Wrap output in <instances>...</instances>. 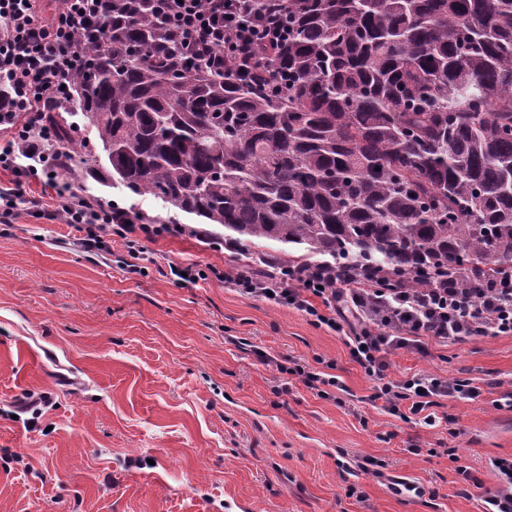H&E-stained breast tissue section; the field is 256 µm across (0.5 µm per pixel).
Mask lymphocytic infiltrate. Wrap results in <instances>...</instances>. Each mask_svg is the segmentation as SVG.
<instances>
[{"instance_id": "1", "label": "lymphocytic infiltrate", "mask_w": 512, "mask_h": 512, "mask_svg": "<svg viewBox=\"0 0 512 512\" xmlns=\"http://www.w3.org/2000/svg\"><path fill=\"white\" fill-rule=\"evenodd\" d=\"M42 2L0 0V170L12 174L8 184L0 185V223H14L25 211L52 224H66L88 251L103 249L112 236L132 249L142 240L181 234L178 224L126 223L118 212L56 184L54 175L68 158L44 116L51 109L69 111L66 88L85 62L83 38L111 34L114 17L106 10L108 0H55L48 15ZM252 2L155 0V7L182 56L220 69L229 59L249 65L262 50L288 36L283 10L287 0H264L259 11ZM40 174L53 186L50 198L25 188L26 180ZM170 273L191 282L215 278L240 295L270 299L336 332L350 359L373 381V400L403 421L428 426L437 424L442 400H477L480 387L430 373L392 380L388 354L419 349L427 341L458 345L476 336L512 335V288L499 285L475 296L460 288H325L314 271L298 281L285 275L274 283L215 265L205 270L174 265ZM333 367L330 361L318 366L297 363L288 373L318 397L329 399L344 388Z\"/></svg>"}]
</instances>
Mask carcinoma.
I'll return each mask as SVG.
<instances>
[{"instance_id": "1", "label": "carcinoma", "mask_w": 512, "mask_h": 512, "mask_svg": "<svg viewBox=\"0 0 512 512\" xmlns=\"http://www.w3.org/2000/svg\"><path fill=\"white\" fill-rule=\"evenodd\" d=\"M142 11L71 85L108 176L224 229L247 274L485 288L512 270V0H288L249 74ZM70 172L96 155L50 116Z\"/></svg>"}]
</instances>
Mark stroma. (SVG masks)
<instances>
[{"instance_id":"stroma-1","label":"stroma","mask_w":512,"mask_h":512,"mask_svg":"<svg viewBox=\"0 0 512 512\" xmlns=\"http://www.w3.org/2000/svg\"><path fill=\"white\" fill-rule=\"evenodd\" d=\"M80 192L166 222L162 201L76 174ZM85 251L63 224H0V512H480L491 466L512 458V335L426 342L388 356L389 374L468 380L447 424L403 422L336 333L294 309L170 265L232 269L238 252L187 234ZM323 357L345 385L322 399L278 365ZM48 393L36 427L14 418ZM421 455L410 454V446ZM381 460L384 477L360 471ZM467 466L462 482L457 466Z\"/></svg>"}]
</instances>
